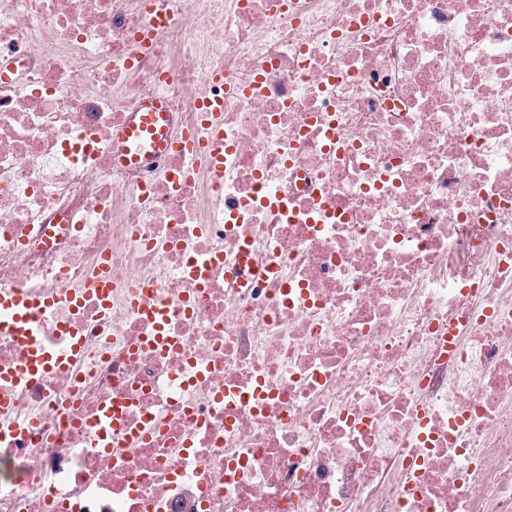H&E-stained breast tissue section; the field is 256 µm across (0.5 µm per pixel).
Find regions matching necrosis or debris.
I'll return each mask as SVG.
<instances>
[{
  "mask_svg": "<svg viewBox=\"0 0 512 512\" xmlns=\"http://www.w3.org/2000/svg\"><path fill=\"white\" fill-rule=\"evenodd\" d=\"M149 94L197 154L116 162ZM25 290L0 512H512V0H0ZM78 348H73L70 354L59 355L42 349L35 348L32 352L30 363L24 370L26 377L34 376L49 367L65 368L79 355Z\"/></svg>",
  "mask_w": 512,
  "mask_h": 512,
  "instance_id": "1",
  "label": "necrosis or debris"
}]
</instances>
